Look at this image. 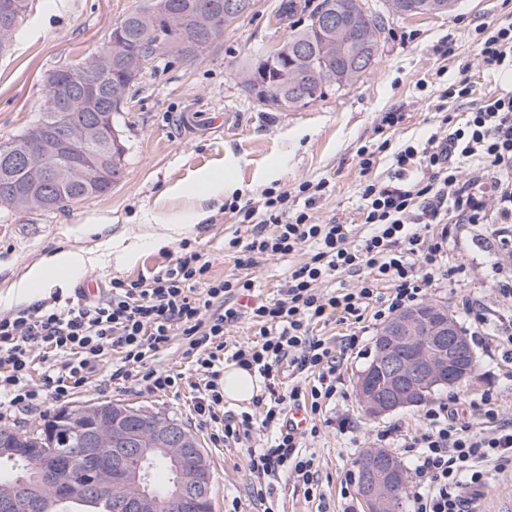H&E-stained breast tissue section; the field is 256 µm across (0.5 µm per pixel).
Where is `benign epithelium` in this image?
<instances>
[{
  "instance_id": "1",
  "label": "benign epithelium",
  "mask_w": 512,
  "mask_h": 512,
  "mask_svg": "<svg viewBox=\"0 0 512 512\" xmlns=\"http://www.w3.org/2000/svg\"><path fill=\"white\" fill-rule=\"evenodd\" d=\"M320 24L333 30L328 45L332 53H343L350 44L349 31L341 16L322 15ZM91 61L72 67L68 83L83 86L79 99L62 97L56 111L84 110L89 116L77 128L88 148L102 151L112 146L105 134L112 130V101L121 100L125 87L109 93L100 104L97 86L87 81L95 72ZM251 97L266 105L274 94L265 72L249 74ZM41 153L53 160L48 179L62 185L77 179L69 158L60 154L51 137L39 143ZM376 360L356 380L358 401L365 414L378 418L418 402L411 385L423 380L434 385H454L470 374L464 360L470 352L468 337L459 331L448 310L416 308L395 314L375 336ZM384 369L391 381L384 392L374 389L373 369ZM140 411L108 401L83 404L60 414L57 422L67 426L80 418L82 448L71 461L55 448V427H43V448L25 447L22 431L0 427V459L15 461L24 475L0 482V512H55L59 503L78 495L112 501L114 512H158L159 493L154 487L152 461L166 460L172 473L166 495L176 500L181 512H204L212 475L199 439L177 422L158 420L150 426L137 422ZM360 471V499L364 512H394V494L404 481L398 459L387 449H364Z\"/></svg>"
}]
</instances>
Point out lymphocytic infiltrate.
<instances>
[{"label": "lymphocytic infiltrate", "mask_w": 512, "mask_h": 512, "mask_svg": "<svg viewBox=\"0 0 512 512\" xmlns=\"http://www.w3.org/2000/svg\"><path fill=\"white\" fill-rule=\"evenodd\" d=\"M480 57L491 70L512 71V23L480 26ZM445 130L425 142L409 143L393 155L387 182L365 180L361 209L367 233L332 219L315 221L309 212L329 190L327 181L300 182L295 191L306 207L288 210V194L265 190L259 209L246 210L245 237L232 239L236 264L253 268L264 256H308L288 271L276 295L256 297L253 279H218L211 263L195 250L181 249L147 278H113L106 294L59 308L43 303L0 317V408L28 410L46 398L67 399L90 376L119 356L110 382L150 392L178 387L182 376L151 365L174 335L182 355L204 381L196 405L215 443L246 449L250 494L265 501L281 476L318 490L314 456L303 452L316 436L317 415L338 394L340 358L313 328L339 318L360 319L371 302L376 318L410 308L442 276L448 248L447 225L512 223V94L488 100L461 121L445 117ZM361 276L358 287L325 293L319 288L336 275ZM391 292L378 300L377 287ZM249 319L257 341L228 347L226 327ZM46 349L35 358L34 348ZM257 374L265 390L256 412H224V365ZM313 373L312 385L278 391L282 365ZM310 417L302 431L290 428L288 407ZM425 427L411 445L418 448L414 472L425 478L412 495L410 512H464L461 490L485 484L482 463L512 461V427H476L456 421L447 404L430 406ZM270 432L254 445L255 431Z\"/></svg>", "instance_id": "f902f5d3"}]
</instances>
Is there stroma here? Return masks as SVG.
<instances>
[{"instance_id": "35a3bbf8", "label": "stroma", "mask_w": 512, "mask_h": 512, "mask_svg": "<svg viewBox=\"0 0 512 512\" xmlns=\"http://www.w3.org/2000/svg\"><path fill=\"white\" fill-rule=\"evenodd\" d=\"M141 0H27V12L10 45L0 52V142L23 133L41 114L47 80L61 66L81 61L108 42L116 23ZM280 0H254L247 14L195 61L171 56L155 62L130 91L125 112L113 122L124 139L125 169L120 182L105 194L70 204L59 211H18L0 205V295L31 264L60 249L88 251L109 237L134 242L148 228L161 230L197 215L181 236L159 249H143L135 263L116 264L96 257L80 277L54 287L47 301L59 305L79 300L84 279L105 290L112 278L135 281L171 261L181 244H190L212 263L218 278L241 276L229 242L239 227V209L259 206L263 192L295 187L300 181L327 179L331 192L311 214L359 225L360 189L365 179L386 181L393 151L408 141L436 132L444 115L479 107L512 91V74L486 69L475 29L512 22V0H460L448 15L401 17L385 12L373 67L352 86L327 90L307 106L273 109L257 104L239 73L244 61L278 47L288 29L275 20ZM466 73L472 93L449 99L445 90ZM401 111L404 122L383 125L385 113ZM375 151L369 174L359 166L361 148ZM103 232L90 233V226ZM446 276L428 288L425 302L446 308L472 333L478 371L469 381L437 391L433 402L456 401L460 417L474 418L485 399L496 403L497 423L512 424V357L498 336L499 320L512 314V297L494 280L493 267H512V253L500 252L493 224H459L448 237L443 259ZM481 301L486 325L475 324L467 305ZM372 311L362 323L331 321L313 334L341 349L338 371L343 394L320 416L317 436L304 443L314 455L320 496L305 494L288 479L276 483L266 502L254 501L247 489L245 449L214 444L200 424L195 406L196 372L181 355V338L159 353L155 367L180 373L179 389L147 393L135 387L106 386L97 372L69 399H52L38 409L0 416V427L33 432L58 411L109 400L166 415L182 422L199 438L213 475V512H225L239 499L241 512H362L358 494L341 497L340 488L356 475L355 461L366 448L383 445L406 469V491L418 482L411 467L409 442L419 433L425 405L399 410L379 419L365 417L354 378L373 354L381 328ZM473 512H512V465L493 471L475 492Z\"/></svg>"}]
</instances>
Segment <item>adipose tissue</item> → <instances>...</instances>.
I'll list each match as a JSON object with an SVG mask.
<instances>
[{
	"mask_svg": "<svg viewBox=\"0 0 512 512\" xmlns=\"http://www.w3.org/2000/svg\"><path fill=\"white\" fill-rule=\"evenodd\" d=\"M89 261L83 252L57 251L28 267L9 285L0 303L7 307L30 303L53 284L81 274Z\"/></svg>",
	"mask_w": 512,
	"mask_h": 512,
	"instance_id": "obj_1",
	"label": "adipose tissue"
}]
</instances>
